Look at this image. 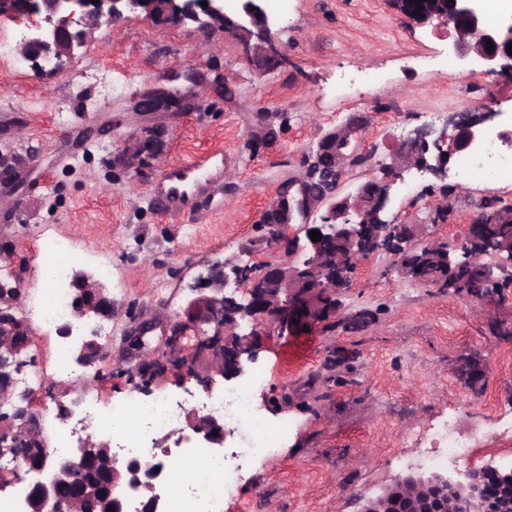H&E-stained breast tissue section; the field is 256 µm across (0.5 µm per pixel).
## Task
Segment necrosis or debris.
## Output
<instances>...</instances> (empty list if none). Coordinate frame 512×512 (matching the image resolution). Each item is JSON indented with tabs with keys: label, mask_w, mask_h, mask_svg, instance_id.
<instances>
[{
	"label": "necrosis or debris",
	"mask_w": 512,
	"mask_h": 512,
	"mask_svg": "<svg viewBox=\"0 0 512 512\" xmlns=\"http://www.w3.org/2000/svg\"><path fill=\"white\" fill-rule=\"evenodd\" d=\"M458 174L465 180L480 175L489 181L511 175L512 149H505L497 135H489L478 152L464 155ZM37 250L45 290L38 302L24 309L23 315L39 328L50 329L70 316L71 298L66 284L74 247L51 237L41 240ZM264 379V374L258 372L242 385L194 395L186 403L162 392L148 399L130 393L107 410L100 408L97 396L88 394L75 418L65 422L43 419L47 451L56 458H70L83 433L91 430L103 434L111 440L112 453L119 462L136 460L159 464L164 471H194L193 481L186 485H164L161 512H224L244 468L255 461L277 457L292 428L287 418L277 428L267 427L254 397L255 385ZM190 410L221 417L226 434L235 442L231 454L217 452L207 443L184 434L185 414ZM410 440L431 446L430 454L419 456V463L445 468L470 458L479 447L481 436L462 435L453 422L444 419L413 433Z\"/></svg>",
	"instance_id": "obj_1"
}]
</instances>
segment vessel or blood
<instances>
[{
	"instance_id": "vessel-or-blood-1",
	"label": "vessel or blood",
	"mask_w": 512,
	"mask_h": 512,
	"mask_svg": "<svg viewBox=\"0 0 512 512\" xmlns=\"http://www.w3.org/2000/svg\"><path fill=\"white\" fill-rule=\"evenodd\" d=\"M225 158L220 149L170 165L162 182L149 192L154 206L172 217L196 209L202 197L210 195L224 180Z\"/></svg>"
}]
</instances>
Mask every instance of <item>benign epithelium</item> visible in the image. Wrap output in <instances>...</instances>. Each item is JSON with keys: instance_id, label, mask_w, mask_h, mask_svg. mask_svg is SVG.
Returning <instances> with one entry per match:
<instances>
[{"instance_id": "1", "label": "benign epithelium", "mask_w": 512, "mask_h": 512, "mask_svg": "<svg viewBox=\"0 0 512 512\" xmlns=\"http://www.w3.org/2000/svg\"><path fill=\"white\" fill-rule=\"evenodd\" d=\"M207 2L203 7L200 2ZM400 13L419 23L434 27L450 26L455 36L450 49L465 70L495 81L512 79V15L496 22L486 20L481 0H394ZM131 14L155 24L190 25L209 33L218 28L224 37L236 41L240 60L248 65L258 60L279 67L284 55L276 43L281 30L279 19L266 7V0H0V17L22 19L38 16L41 23L23 37L17 47L19 56L34 70L59 73L68 60L92 43L103 26L116 27ZM491 41L494 50L486 49ZM199 75L192 69L175 70L136 97L134 107L143 113L183 112L193 102L180 94L177 85L197 86ZM482 116L462 114L454 122V134L421 126L408 132L396 149L392 162L380 169V175L361 184L355 193L339 196L338 183L360 159L369 153L361 137L363 120L327 133L318 142L314 156L322 164L333 160L336 183L314 195L309 190L313 173L285 180L266 213L259 218L265 243L284 248L285 259L260 269H248L234 260L213 265L212 274L181 313L178 321L163 332V347H149L148 321H133L123 337L121 365L144 378L163 383L172 378L185 385L212 388L215 377L227 381L243 377L247 364L256 360L262 337L274 328L284 332L295 325L318 326L342 310L341 298L352 284L361 264L382 251L397 260L401 274L419 283L424 277L399 260L411 246L415 225L397 224L389 216L388 206L395 184L416 170L439 180L448 176L452 156L471 153L485 140ZM170 129L155 124L122 138L113 162L129 171L147 170L161 154L146 156L143 147L150 138L165 139ZM501 210L494 201L484 203V212L467 226L465 242L451 248L443 242H429L423 249L441 254L448 277V288L468 294L459 275L477 265L480 245L504 264L512 263V238L500 242L486 225L496 224ZM291 224H300L305 239L286 233ZM317 230L321 239L308 233ZM326 240L344 248L329 254ZM0 308L13 314L0 317V395L14 396L15 376L28 360L35 344L31 323L19 314L24 299L25 258L0 245ZM77 300L72 318L88 316L112 319L113 299L109 288L93 276L71 280ZM77 363L93 366L112 359L93 332L78 338L74 350ZM60 389L54 401L58 417H72L81 396ZM187 425L212 448L224 447V423L213 415L189 411ZM104 450L109 481L94 485L85 473L96 462L91 450ZM0 455L18 459L25 474H34L26 500V512H78V504L89 490L107 496L110 512H124L123 501L112 495L126 484L143 494L144 512H159L161 495L157 491L159 469H144L137 462L119 465L106 440H86L77 449V459L50 460L46 450L40 416L31 398L22 396V404L0 411ZM362 512H512V468L495 465L467 467L463 470L434 472L430 476L399 478L381 494L367 500Z\"/></svg>"}]
</instances>
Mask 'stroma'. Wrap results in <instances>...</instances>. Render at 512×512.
Here are the masks:
<instances>
[{
    "mask_svg": "<svg viewBox=\"0 0 512 512\" xmlns=\"http://www.w3.org/2000/svg\"><path fill=\"white\" fill-rule=\"evenodd\" d=\"M453 34L415 24L391 0H289L278 34L286 62L261 76L221 31L204 36L133 16L99 29L61 73L38 76L26 67L0 82V153L10 162L0 179V240L28 261L27 297L43 287L38 238L75 241V269L112 268L113 356L134 315L155 322L150 342L158 344L211 263L245 254L280 259L262 244L258 219L281 182L303 176L319 140L350 114H365L363 139L375 154L371 166L346 176L344 195L388 163L403 132L425 125L428 113L449 128L462 112L512 111V81L460 73L447 49ZM188 64L234 95L215 96L208 83L197 90L198 111L134 110L141 91ZM90 68L119 78L120 90L105 93L86 77ZM343 68L380 81L341 84ZM264 112L275 137L258 135ZM157 123L171 135L154 168L141 176L114 168L118 140ZM219 147L238 161L227 165L220 194L201 200L207 222L174 221L149 205L147 188L170 164ZM439 189L425 174L393 200L398 223L415 225L416 245L461 244L485 198L512 207V176L473 178L445 198ZM364 308L375 313L372 325L351 330L347 315ZM344 312L263 338L254 366L268 381L257 398L276 399L278 409L264 411L267 422L287 415L294 431L277 460L246 470L226 512H360L365 499L405 476L394 462L407 450L403 434L443 415L462 432H483L471 466L504 454L497 432L512 424V334L487 320L483 301L404 278L387 256L373 255L348 289Z\"/></svg>",
    "mask_w": 512,
    "mask_h": 512,
    "instance_id": "35a3bbf8",
    "label": "stroma"
}]
</instances>
